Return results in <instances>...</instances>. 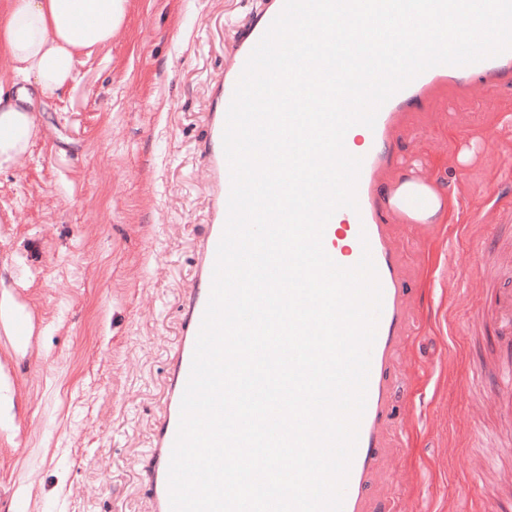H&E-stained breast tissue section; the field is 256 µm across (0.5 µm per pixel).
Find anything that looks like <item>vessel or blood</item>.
<instances>
[{"label": "vessel or blood", "mask_w": 512, "mask_h": 512, "mask_svg": "<svg viewBox=\"0 0 512 512\" xmlns=\"http://www.w3.org/2000/svg\"><path fill=\"white\" fill-rule=\"evenodd\" d=\"M284 0H272L243 36L236 48L230 68L214 95V109L209 114V130L204 156L209 166L213 194L211 222L203 239L196 286L186 294L182 304L181 336L172 357L167 386L166 412L157 426L151 448L147 479L151 486L156 512H170L168 468L176 437L181 399L189 378L197 335L210 297L216 250L222 237L230 192V173L223 150L226 114L235 87L250 53L271 22L280 13ZM512 73V50L466 66L439 65L416 77L406 88L394 94L379 110L374 128L356 125L350 136L360 138L353 156L362 160L357 184V209L342 208L335 212L323 235L326 253L338 264H357L363 251H370L382 289V311L377 334L370 352L366 407L359 425V435L345 490L343 512H498L497 502L488 496L474 495L461 501H449L434 491V483L446 487L460 484L461 474L455 462L479 448L512 446V389L490 388L483 403L496 408L499 427L490 433L473 430L460 443L448 446L437 458L418 463L410 478L419 489L418 508L391 492L390 475L401 449L419 448L430 439L429 428L422 426L418 411L395 415L393 398L401 371L400 360L409 356L422 329H430L446 352L434 360L416 378L422 394L428 395L431 407H438L441 396L451 390H464L473 374L455 373L454 366L464 354L458 334L457 311L448 306V291L440 282L448 276V228L436 221L434 182L419 162L410 163L391 183L384 174L393 163L386 150L392 132L404 121V108L415 98L451 79L480 77L490 86L502 74ZM408 232L429 248L424 276L435 285L428 305H420L411 296L406 282L412 272L406 259L392 247L396 231ZM499 333L512 347V287L499 289L492 312Z\"/></svg>", "instance_id": "1"}]
</instances>
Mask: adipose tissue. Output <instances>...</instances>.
I'll return each mask as SVG.
<instances>
[{"label": "adipose tissue", "instance_id": "ef3b65f1", "mask_svg": "<svg viewBox=\"0 0 512 512\" xmlns=\"http://www.w3.org/2000/svg\"><path fill=\"white\" fill-rule=\"evenodd\" d=\"M131 0H0V66L14 77L0 86V169L18 164L37 137L33 92L63 93L86 51L108 47Z\"/></svg>", "mask_w": 512, "mask_h": 512}]
</instances>
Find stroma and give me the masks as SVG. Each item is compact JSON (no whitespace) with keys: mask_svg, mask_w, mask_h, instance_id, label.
Instances as JSON below:
<instances>
[{"mask_svg":"<svg viewBox=\"0 0 512 512\" xmlns=\"http://www.w3.org/2000/svg\"><path fill=\"white\" fill-rule=\"evenodd\" d=\"M268 6L131 0L111 46L84 55L64 93L37 98L39 137L0 170V308L34 327L21 347L0 319V512H154L148 454L211 219L213 92ZM391 149L434 173L448 201L438 223L496 240L512 213V76L411 103ZM481 264L449 233L448 288L469 287ZM496 346L493 332H467L462 368L482 378L449 395V428L496 429L494 411L465 405L496 386ZM460 466L479 476L455 496L512 485V458Z\"/></svg>","mask_w":512,"mask_h":512,"instance_id":"35a3bbf8","label":"stroma"}]
</instances>
